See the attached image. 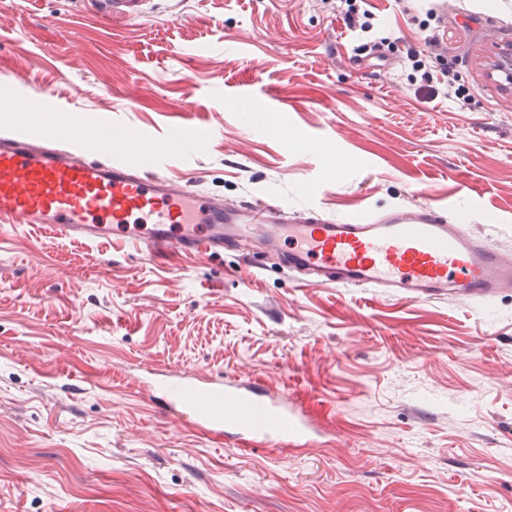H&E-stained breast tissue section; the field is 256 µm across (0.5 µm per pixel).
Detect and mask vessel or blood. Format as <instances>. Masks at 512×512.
Segmentation results:
<instances>
[{
  "mask_svg": "<svg viewBox=\"0 0 512 512\" xmlns=\"http://www.w3.org/2000/svg\"><path fill=\"white\" fill-rule=\"evenodd\" d=\"M112 15L138 18L149 0H101ZM447 206L366 210L331 218L274 200L227 205L223 196L178 185L139 158L99 155L79 140L0 128V230L43 224L66 239L121 241L153 254L207 258L240 247L274 253L301 287L380 291L405 299L489 301L512 287V258L488 237L449 219ZM154 398L216 443L255 449L280 438L293 448L314 429L287 399L257 379L156 384Z\"/></svg>",
  "mask_w": 512,
  "mask_h": 512,
  "instance_id": "b4317fda",
  "label": "vessel or blood"
}]
</instances>
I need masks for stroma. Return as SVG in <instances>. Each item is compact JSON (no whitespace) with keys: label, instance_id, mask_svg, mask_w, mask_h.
I'll return each instance as SVG.
<instances>
[{"label":"stroma","instance_id":"35a3bbf8","mask_svg":"<svg viewBox=\"0 0 512 512\" xmlns=\"http://www.w3.org/2000/svg\"><path fill=\"white\" fill-rule=\"evenodd\" d=\"M0 0V125L164 144L178 183L331 216L466 212L512 255V0ZM436 36L426 45L425 36ZM465 102L420 98L406 58ZM318 141L320 153L308 150ZM234 254L155 256L17 224L0 237V512H512V288L487 304L296 288ZM257 378L324 426L210 445L142 373ZM102 8L112 16L138 18L148 13V0H101Z\"/></svg>","mask_w":512,"mask_h":512}]
</instances>
